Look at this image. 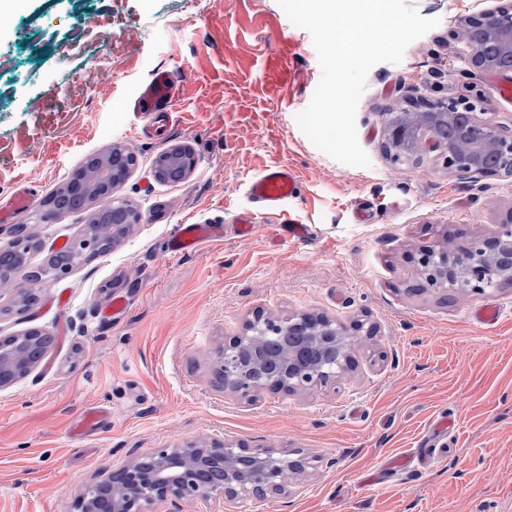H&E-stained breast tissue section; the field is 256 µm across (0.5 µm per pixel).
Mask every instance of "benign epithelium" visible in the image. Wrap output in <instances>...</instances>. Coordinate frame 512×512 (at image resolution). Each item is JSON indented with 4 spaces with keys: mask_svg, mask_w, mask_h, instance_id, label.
Instances as JSON below:
<instances>
[{
    "mask_svg": "<svg viewBox=\"0 0 512 512\" xmlns=\"http://www.w3.org/2000/svg\"><path fill=\"white\" fill-rule=\"evenodd\" d=\"M476 28L482 30L495 54L512 58L511 2L467 16L451 32L453 39L467 48L474 68L498 69L492 57L473 42ZM441 123L455 131L451 146L434 136ZM384 136L394 166L433 153L444 168L462 179L512 177V126L494 122L477 96L471 100L413 99L408 106L389 113ZM136 160L132 149L114 145L89 157L56 196L79 199L92 211L94 220L112 210L113 228L124 227L129 234L141 222V215L115 200L114 190L125 181ZM195 166V156L188 148H167L156 157L154 177L160 182L181 181ZM416 264L420 288L482 294L494 287L493 278L502 272L512 277V216L499 224L492 236L425 252ZM286 332L298 337L295 345L282 352L267 348V336ZM362 332L369 336L372 329H364L360 321L346 325L316 312L282 319L259 311L242 335L224 343L219 368L224 389L248 393L264 386L285 392L316 387L322 384L325 368L335 364L341 373L349 368ZM40 334L28 330L24 332L27 339L0 348L1 388L27 377L38 365L33 350ZM149 457V470L140 456L88 487L77 501L78 512H148L155 504L200 494L220 496L227 512H240L250 500L288 494L291 476L315 468L317 462L298 451L251 450L227 443L161 448Z\"/></svg>",
    "mask_w": 512,
    "mask_h": 512,
    "instance_id": "benign-epithelium-1",
    "label": "benign epithelium"
}]
</instances>
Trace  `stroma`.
<instances>
[{
	"label": "stroma",
	"mask_w": 512,
	"mask_h": 512,
	"mask_svg": "<svg viewBox=\"0 0 512 512\" xmlns=\"http://www.w3.org/2000/svg\"><path fill=\"white\" fill-rule=\"evenodd\" d=\"M437 27L399 63L375 65L357 110L371 164L340 163L296 117L321 78L311 35L277 0H23L0 23V204L18 192L35 204L18 216L41 245L16 291L40 301L7 314L0 337L36 328L54 342L32 373L0 387V512H75L90 485L158 448L226 442L300 449L318 457L286 495L246 512H512V281L474 294L418 290L406 255L493 232L512 213V179L471 183L434 157L392 170L383 150L389 112L402 96L481 94L487 112L512 121L493 84L449 32L498 0H405ZM293 43L296 79L267 91L265 63ZM158 69L178 104L167 131L150 130L129 106ZM125 144L138 163L117 195L143 224L104 255L61 278L31 283L42 255L78 240L86 210L40 220L37 206L96 152ZM192 150L196 167L177 183L152 176L157 154ZM296 168L286 210L310 234L298 240L253 209L247 181ZM371 213L356 223L357 209ZM253 210L255 230L227 234L174 259L178 225L228 224ZM124 296L116 320L105 307ZM495 303L498 320L476 309ZM314 311L376 328L352 370L324 386L286 394L224 389L215 361L255 310ZM103 419L82 428L85 414ZM453 409L449 440L434 426ZM446 450L430 466L427 443Z\"/></svg>",
	"instance_id": "1"
}]
</instances>
